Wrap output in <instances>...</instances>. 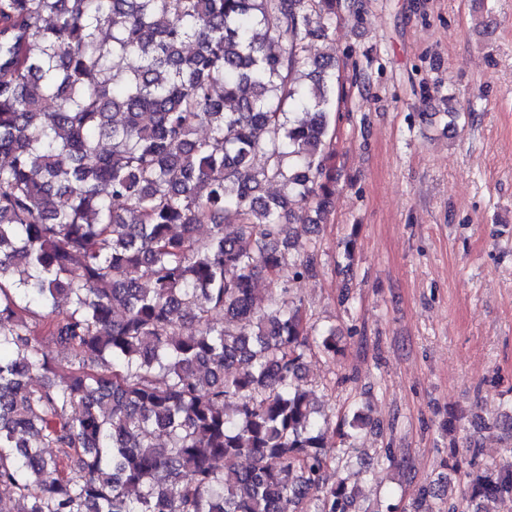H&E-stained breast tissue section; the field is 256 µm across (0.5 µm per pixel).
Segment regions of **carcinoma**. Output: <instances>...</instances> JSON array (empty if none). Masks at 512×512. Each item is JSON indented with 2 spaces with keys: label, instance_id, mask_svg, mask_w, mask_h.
Here are the masks:
<instances>
[{
  "label": "carcinoma",
  "instance_id": "carcinoma-1",
  "mask_svg": "<svg viewBox=\"0 0 512 512\" xmlns=\"http://www.w3.org/2000/svg\"><path fill=\"white\" fill-rule=\"evenodd\" d=\"M341 2L0 0V499L14 512H361L353 486L328 482L332 425L305 389L336 326L275 287L315 265L298 228L325 223L336 194V75L306 45ZM259 278L274 285L262 307ZM365 425L360 409L340 419L337 462ZM463 476L437 502L418 488L416 512L512 496L511 462Z\"/></svg>",
  "mask_w": 512,
  "mask_h": 512
}]
</instances>
